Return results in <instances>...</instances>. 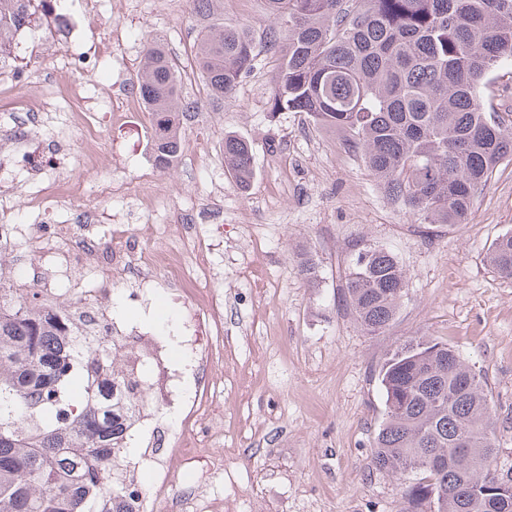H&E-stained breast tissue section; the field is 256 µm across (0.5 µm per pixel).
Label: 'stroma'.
I'll return each instance as SVG.
<instances>
[{
    "instance_id": "stroma-1",
    "label": "stroma",
    "mask_w": 512,
    "mask_h": 512,
    "mask_svg": "<svg viewBox=\"0 0 512 512\" xmlns=\"http://www.w3.org/2000/svg\"><path fill=\"white\" fill-rule=\"evenodd\" d=\"M138 4L135 14L116 16L107 7L84 24L98 33L120 22L132 41L160 43L177 58L181 87L199 117L184 121L186 150L166 173L171 200L195 203L207 161L220 165L224 182L220 224L162 227L166 240L182 241L188 251L201 234L218 244L215 291L235 354L209 374L218 392L211 409L224 423V466L237 483L228 491L207 480L209 496L230 493L235 512L257 503L264 512H401L407 483L375 469L372 443L385 411L379 370L416 336L447 343L484 380L497 415L498 468L512 471V280L488 262L496 240L512 233V161L494 169L465 223H426L386 198L349 132L317 126L302 112L269 111L277 56L267 46L265 0H224L225 26L250 33L259 61L219 106L207 100L191 65L197 13L165 0ZM50 36L37 14L31 32L13 45L22 72L16 97L38 94L46 65L40 45ZM143 122L139 116L106 128L102 148L113 164L78 170L89 188L82 206L132 208V199L110 188L150 172L148 153L138 147ZM229 135L252 145L254 175L245 189L223 166ZM365 246L389 250L408 278L394 319L375 334L358 324L345 288ZM305 257L317 266L316 281L301 271ZM130 288L112 282V302L122 308L115 321L150 331L173 361L187 363L181 333L192 295L162 270L149 286L148 306L131 301ZM162 420L179 451L168 476L188 482L180 461L197 455V436L172 414Z\"/></svg>"
}]
</instances>
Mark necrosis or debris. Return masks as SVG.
<instances>
[{
  "label": "necrosis or debris",
  "mask_w": 512,
  "mask_h": 512,
  "mask_svg": "<svg viewBox=\"0 0 512 512\" xmlns=\"http://www.w3.org/2000/svg\"><path fill=\"white\" fill-rule=\"evenodd\" d=\"M43 15L49 20L53 40L42 45L45 57L52 63L42 71V92L37 100L17 102L10 111L0 114V127L5 128L0 138V152L10 162L28 173L31 186L26 192L28 208L41 215V222L18 224L12 219L14 190L0 189V254L9 258L12 267L33 270V280L47 288L51 295H65L71 308H78L80 297H87V310L96 312L104 325V336H111L113 324L109 316L112 279L128 275L140 279L142 285L134 289L133 298H141L143 284L153 280L158 269H166L172 281L211 289L216 281L211 264L209 246H198L191 258H184L168 243L160 242L159 227L179 219L177 205L167 204L162 169H154L151 176L138 182L132 191L138 208L158 213L156 223H135L131 213L107 209L82 210L76 222L60 219L62 202L75 200L86 191L77 178L63 179L58 175L62 162L57 153L41 159L30 149L28 133L33 129L53 126L54 113L59 106L71 101L79 108L70 113L67 128L80 130L83 136L80 157L87 168H105L112 160L99 150V143L107 124L126 120L129 113L142 109V101L133 89H126L120 103L112 101L111 84H99L96 75L103 62L99 56L77 51L76 33L79 22L62 0H40ZM71 46L69 60L56 57L57 41ZM93 266L99 274L94 287H87L77 279L83 268ZM207 317L215 329L223 327V310L217 295L210 294L203 313L189 312L184 323L185 346L191 350L192 376L208 375L212 360L197 356L201 343L199 319ZM133 350L147 351L152 365L158 369L157 386L167 410L177 411L183 423L206 432L211 441L221 440L224 430L213 422L202 403L205 384H198L194 395H187L182 387V375L173 369L165 346L152 334L143 333L132 344ZM151 434L143 444L144 468L155 473L152 500L163 504L182 497V490L173 485L165 464L159 458L166 428L157 414L147 416Z\"/></svg>",
  "instance_id": "4bbe7bcc"
}]
</instances>
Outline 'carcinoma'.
<instances>
[{"mask_svg": "<svg viewBox=\"0 0 512 512\" xmlns=\"http://www.w3.org/2000/svg\"><path fill=\"white\" fill-rule=\"evenodd\" d=\"M31 0H0V51L30 16ZM288 32L272 33L278 68L272 112H304L344 129L387 197L431 224H460L477 190L512 156V127L479 85L512 62V0H265ZM211 102L254 68L252 38L208 25L193 57ZM180 72L164 48H146L141 92L168 168L181 148ZM224 162L245 189L251 145L224 138ZM489 262L512 279V233ZM408 286L387 250L365 247L346 283L370 333L395 317ZM36 288H0V512H112L134 484V444L149 411L150 366L134 367L122 339L108 345L89 315L68 333ZM385 418L376 469L418 478L402 512H512V477L497 473L495 414L484 382L447 345L414 338L383 364Z\"/></svg>", "mask_w": 512, "mask_h": 512, "instance_id": "1", "label": "carcinoma"}]
</instances>
